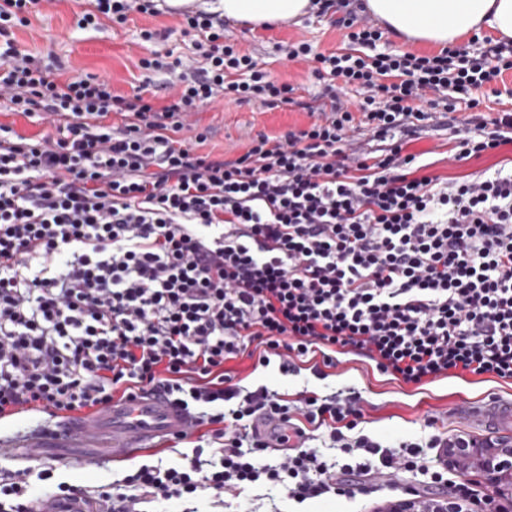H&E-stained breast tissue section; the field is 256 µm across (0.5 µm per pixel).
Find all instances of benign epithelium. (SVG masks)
Instances as JSON below:
<instances>
[{
  "label": "benign epithelium",
  "instance_id": "benign-epithelium-1",
  "mask_svg": "<svg viewBox=\"0 0 512 512\" xmlns=\"http://www.w3.org/2000/svg\"><path fill=\"white\" fill-rule=\"evenodd\" d=\"M449 467L479 473L485 489L480 501L462 496L440 497L421 503L415 497L391 502L385 512H512V444L470 443L468 448H448Z\"/></svg>",
  "mask_w": 512,
  "mask_h": 512
}]
</instances>
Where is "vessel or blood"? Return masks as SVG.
Wrapping results in <instances>:
<instances>
[{
    "instance_id": "vessel-or-blood-1",
    "label": "vessel or blood",
    "mask_w": 512,
    "mask_h": 512,
    "mask_svg": "<svg viewBox=\"0 0 512 512\" xmlns=\"http://www.w3.org/2000/svg\"><path fill=\"white\" fill-rule=\"evenodd\" d=\"M465 419L479 426L486 437L502 440L512 433V401L492 398L483 403L462 402ZM194 416L177 406L159 391L139 393L113 403L93 418L65 420L47 433L29 436L25 445L41 448L45 444H71L77 448H109L119 457L147 448L160 439L179 437L190 431ZM87 498L45 499L41 512H91Z\"/></svg>"
}]
</instances>
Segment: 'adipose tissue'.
<instances>
[{
  "mask_svg": "<svg viewBox=\"0 0 512 512\" xmlns=\"http://www.w3.org/2000/svg\"><path fill=\"white\" fill-rule=\"evenodd\" d=\"M367 11L398 45L439 49L488 28L512 40V0H365ZM204 10L254 25L298 19L316 11L313 0H205Z\"/></svg>",
  "mask_w": 512,
  "mask_h": 512,
  "instance_id": "adipose-tissue-1",
  "label": "adipose tissue"
}]
</instances>
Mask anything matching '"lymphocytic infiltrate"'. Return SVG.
Masks as SVG:
<instances>
[{
  "label": "lymphocytic infiltrate",
  "instance_id": "1",
  "mask_svg": "<svg viewBox=\"0 0 512 512\" xmlns=\"http://www.w3.org/2000/svg\"><path fill=\"white\" fill-rule=\"evenodd\" d=\"M42 2L0 0V101L52 127L27 137L0 124V420L89 416L116 390H161L193 412L204 442H218L211 458L198 445L181 463L142 464L93 491L103 512L257 486L298 503L369 486L391 494L413 471L444 483V463H425L426 449L452 441L435 420L394 450L359 433L361 392H247L225 365L247 357L290 373L353 354L418 391L470 376L512 383V169L448 180L422 174L406 150L437 112L462 106L471 115L454 160L512 144V110L485 118L475 96L512 70V41L381 52L373 19L337 0L359 53L286 52L314 60L327 82L325 102L300 104L309 126L259 135L226 160L198 154L207 134L193 115L226 98L287 104L294 89L225 43L220 14L183 11L206 65L181 69L157 107V56L139 59L144 79L127 98L109 78L59 79L20 51L14 29ZM133 11L156 8L93 0L80 24ZM351 89L353 106L341 98ZM361 129L369 143L355 140ZM263 416L283 423L275 467L254 431ZM319 433L351 462L331 469L310 445ZM57 471L36 448L25 467L0 465V512H37L47 485L78 494Z\"/></svg>",
  "mask_w": 512,
  "mask_h": 512
}]
</instances>
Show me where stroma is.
<instances>
[{
  "instance_id": "obj_1",
  "label": "stroma",
  "mask_w": 512,
  "mask_h": 512,
  "mask_svg": "<svg viewBox=\"0 0 512 512\" xmlns=\"http://www.w3.org/2000/svg\"><path fill=\"white\" fill-rule=\"evenodd\" d=\"M86 0H54L42 15L31 17L28 25L15 28L21 49L39 56L60 59L72 75L108 77L116 93L130 97L142 81L138 68L141 57L158 53L171 59L194 60L203 66V59L195 58L194 34L182 31L181 18L172 11L151 16L130 13L126 23L103 22L98 28H80L78 20L87 9ZM144 30L157 32L158 37L144 41ZM225 42L237 45L242 51L266 62L271 77L294 86L299 96L311 99L320 95L326 84L311 73L306 62L286 60L287 44L305 41L318 52H333L348 47L349 42L329 18L309 14L301 19L283 22L267 28L249 29L233 21L224 23ZM201 126L210 134L198 151L214 158L233 159L242 155L258 135L278 136L291 128L308 125L307 112L295 107H270L259 102H219L205 107L198 114ZM453 132L446 116H438L436 128L418 133L409 145V152L419 154L426 163L427 174L442 178L473 179L495 169L512 165V146L462 162L449 158ZM244 386L256 388L265 384L289 393L303 389L317 390L329 385L350 384L360 389L366 400L367 424L361 433L389 445L418 440L426 419H436L439 428L448 433L475 436L476 429L459 413L461 400L479 402L492 395L512 398V385L499 384L485 377L468 381H445L422 391L388 380L367 362L350 357L332 370L330 377L319 379L310 369L293 375L281 374L277 367L253 369L251 360H236L231 364ZM189 443L161 444L155 449L143 448L128 458H113L110 449L46 448L43 457L66 463L63 478L70 483L97 487L122 478L133 463L162 458L164 463L180 461ZM386 499L383 494L360 495L348 500L342 497H324L304 503L267 494L265 489H254L240 498L217 500L202 495L196 506L199 512H381Z\"/></svg>"
}]
</instances>
